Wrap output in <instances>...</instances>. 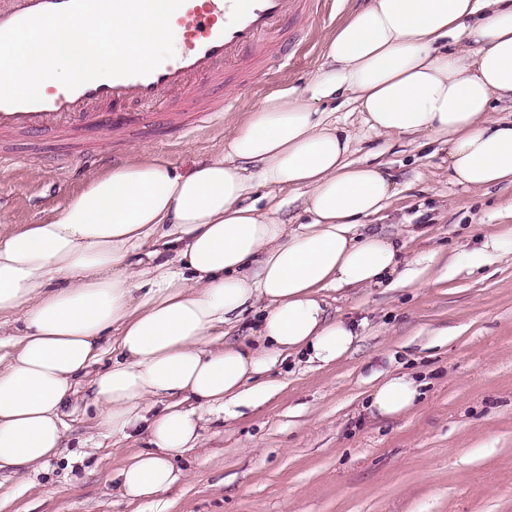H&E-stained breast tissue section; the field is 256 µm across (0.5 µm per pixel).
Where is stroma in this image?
I'll return each instance as SVG.
<instances>
[{
	"instance_id": "35a3bbf8",
	"label": "stroma",
	"mask_w": 512,
	"mask_h": 512,
	"mask_svg": "<svg viewBox=\"0 0 512 512\" xmlns=\"http://www.w3.org/2000/svg\"><path fill=\"white\" fill-rule=\"evenodd\" d=\"M353 0H321L317 14L286 24L288 69L240 91V106L270 92L304 87L324 59V40ZM355 136L350 158L381 164L400 188L373 222L400 235L411 259L406 278L378 288L328 290L331 315L357 327L347 358L320 368L305 357H279L265 375L256 407L204 423L201 445L177 466L179 480L154 499L116 493L123 456L145 445V430L126 439L94 428L82 402L65 410L60 454L29 478L0 477L5 512H512V255L487 250L512 229V187L473 191L448 179L439 145L368 133L354 102L321 103ZM126 109L128 133L70 142L54 134L11 139L20 165L0 172V216L33 224L65 203L95 166L92 152L132 148L187 168L224 145L239 119L186 134L143 124ZM421 382L405 415L373 416L367 403L389 372Z\"/></svg>"
}]
</instances>
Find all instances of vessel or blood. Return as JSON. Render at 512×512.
I'll return each instance as SVG.
<instances>
[{"label":"vessel or blood","mask_w":512,"mask_h":512,"mask_svg":"<svg viewBox=\"0 0 512 512\" xmlns=\"http://www.w3.org/2000/svg\"><path fill=\"white\" fill-rule=\"evenodd\" d=\"M69 0H0V30L39 13L65 8ZM315 0H184L170 23L181 48L150 74L96 79L76 89L46 87L31 104L0 103V136L53 132L80 136L93 128L103 133L118 125L117 110L131 103L161 107L165 119L192 132L223 120L235 100L213 99L224 71L240 73L253 86L272 65L288 63L279 54L281 21L312 13Z\"/></svg>","instance_id":"b4317fda"}]
</instances>
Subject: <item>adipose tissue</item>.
<instances>
[{"label":"adipose tissue","mask_w":512,"mask_h":512,"mask_svg":"<svg viewBox=\"0 0 512 512\" xmlns=\"http://www.w3.org/2000/svg\"><path fill=\"white\" fill-rule=\"evenodd\" d=\"M324 55L304 89L246 107L190 169L135 149L39 223L0 225V331L14 336L0 354V474L23 480L58 456L79 396L99 434L147 421L118 492L150 498L178 480L202 421L243 405L281 353L320 367L349 355L358 333L323 293L397 273L402 244L368 219L398 189L350 161L354 136L322 100L348 96L375 136L447 147L453 183L512 185V0H365ZM259 186L301 194L310 222L247 203ZM419 397L392 374L368 409L393 418Z\"/></svg>","instance_id":"ef3b65f1"}]
</instances>
